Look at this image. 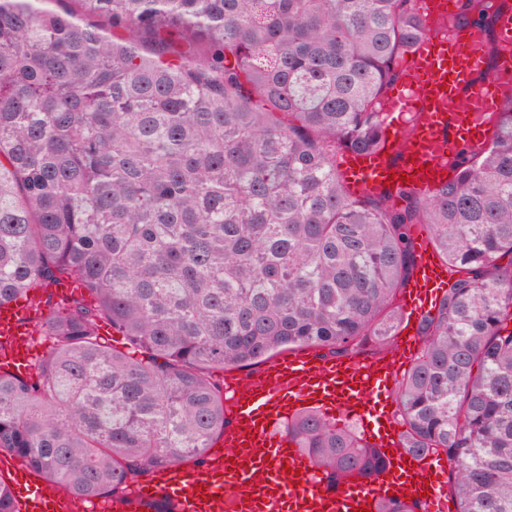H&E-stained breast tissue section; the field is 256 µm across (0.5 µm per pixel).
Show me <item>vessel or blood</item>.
<instances>
[{
  "mask_svg": "<svg viewBox=\"0 0 512 512\" xmlns=\"http://www.w3.org/2000/svg\"><path fill=\"white\" fill-rule=\"evenodd\" d=\"M470 43V29L456 27L445 35H427L417 44L408 65L418 68V75L404 74L395 92L385 94L383 110L412 117L419 131L396 144V160L378 151L363 156L351 172L353 189L381 188L401 173L407 186L433 189L447 181L460 149H481L492 140L512 85L499 75L485 74L483 59L470 51ZM446 286L444 265L427 246H420L402 303L408 334L416 333ZM39 313L32 303L0 305V353L10 363L31 360L30 325ZM392 370L389 362L344 364L308 354L275 361L255 380L225 379V409L231 420L209 448L203 468L156 469L123 495L102 504L91 502L86 512H154L162 501L171 512H227L233 504L242 512H377L391 497L423 503L428 512H445L440 464L410 454L394 423L390 405L395 395L388 384ZM288 398L322 411L343 409L363 427L386 467L355 485H327L280 433L288 418ZM72 507L62 490L48 483L36 486L23 502L24 512H71Z\"/></svg>",
  "mask_w": 512,
  "mask_h": 512,
  "instance_id": "vessel-or-blood-1",
  "label": "vessel or blood"
}]
</instances>
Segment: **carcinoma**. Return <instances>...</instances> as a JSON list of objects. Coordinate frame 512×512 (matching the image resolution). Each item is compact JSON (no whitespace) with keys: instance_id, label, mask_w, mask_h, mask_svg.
Segmentation results:
<instances>
[{"instance_id":"cac0c4a2","label":"carcinoma","mask_w":512,"mask_h":512,"mask_svg":"<svg viewBox=\"0 0 512 512\" xmlns=\"http://www.w3.org/2000/svg\"><path fill=\"white\" fill-rule=\"evenodd\" d=\"M39 2L0 0V304L66 279L87 296L36 325L33 371L0 373V453L77 502L203 462L214 372L392 345L418 226L461 275L398 383L404 448L445 454L456 512H512V99L446 184L359 198L336 156L381 148L430 32L416 0ZM287 434L332 486L383 463L315 410ZM0 512H20L1 480Z\"/></svg>"}]
</instances>
